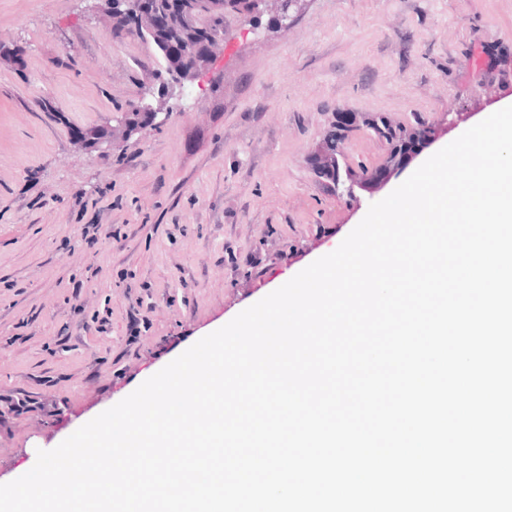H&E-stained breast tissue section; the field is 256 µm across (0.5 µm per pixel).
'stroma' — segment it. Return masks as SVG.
I'll list each match as a JSON object with an SVG mask.
<instances>
[{"instance_id": "1", "label": "stroma", "mask_w": 512, "mask_h": 512, "mask_svg": "<svg viewBox=\"0 0 512 512\" xmlns=\"http://www.w3.org/2000/svg\"><path fill=\"white\" fill-rule=\"evenodd\" d=\"M103 0H0V484L361 222L309 158L338 114L409 129L512 105V0H305L228 16L210 74L162 85ZM160 123L107 153L140 101ZM200 142H192L195 132ZM387 146L358 124L353 170Z\"/></svg>"}]
</instances>
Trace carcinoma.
Masks as SVG:
<instances>
[{
	"label": "carcinoma",
	"mask_w": 512,
	"mask_h": 512,
	"mask_svg": "<svg viewBox=\"0 0 512 512\" xmlns=\"http://www.w3.org/2000/svg\"><path fill=\"white\" fill-rule=\"evenodd\" d=\"M132 0H112V19L115 28L128 29L154 49L163 70L171 79H178L180 70L193 64L199 56L201 37L220 43L224 40V18L252 9L257 0H182V8L176 12L168 10L170 0H152L156 12L164 15L166 24L159 29L132 13ZM368 128L380 141L393 147L399 140L398 129L382 117L367 121ZM348 128L328 131L314 158L321 164L313 167L315 175L329 191H336V185L351 184L358 188L362 184L351 176V168L346 164L341 144Z\"/></svg>",
	"instance_id": "obj_1"
}]
</instances>
